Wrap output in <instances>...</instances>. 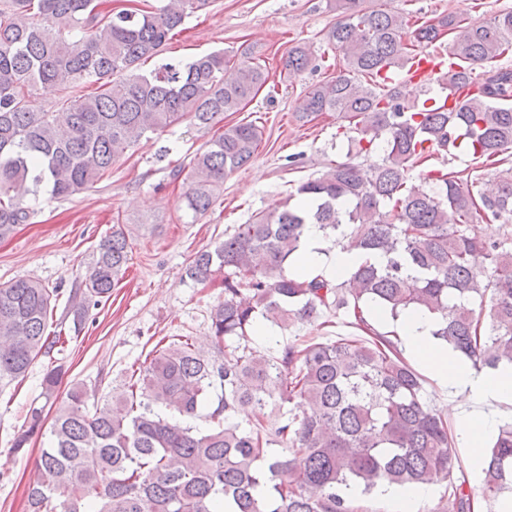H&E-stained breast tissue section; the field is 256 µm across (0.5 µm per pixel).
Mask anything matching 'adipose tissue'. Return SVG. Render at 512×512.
I'll list each match as a JSON object with an SVG mask.
<instances>
[{"instance_id":"ef3b65f1","label":"adipose tissue","mask_w":512,"mask_h":512,"mask_svg":"<svg viewBox=\"0 0 512 512\" xmlns=\"http://www.w3.org/2000/svg\"><path fill=\"white\" fill-rule=\"evenodd\" d=\"M358 263L359 257L353 252L326 253L321 231L311 224L304 232L293 268L312 277L334 280L346 276ZM398 325L408 350L420 357L438 384L448 390L459 410V437L470 460L480 461L499 424L496 404L512 403V365H501L489 375L477 373L435 338L433 319L419 311H405L399 316Z\"/></svg>"}]
</instances>
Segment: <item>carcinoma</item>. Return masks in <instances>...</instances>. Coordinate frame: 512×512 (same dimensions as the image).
<instances>
[{"label": "carcinoma", "mask_w": 512, "mask_h": 512, "mask_svg": "<svg viewBox=\"0 0 512 512\" xmlns=\"http://www.w3.org/2000/svg\"><path fill=\"white\" fill-rule=\"evenodd\" d=\"M160 2L153 11L136 4L103 11L100 0H0V240L34 218L28 192L45 185L51 199L79 195L110 175L142 136L187 117L203 129L221 126L187 174L193 218L208 213L224 178L254 158L261 130L251 122L226 127L224 113L243 110L269 72L221 51L138 72L208 4ZM327 4L336 22L326 40L342 52L343 65L308 89L297 117L338 113L353 127L358 152L378 150L379 160L331 165L194 255L185 267L193 282L224 271V302L210 315L223 358L205 360L189 340L173 341L154 347L100 406H89L86 387L74 385L29 482V512H353L343 489L370 493L381 483H445L448 500L435 512H474V492L455 477L448 413L424 401L422 378L364 308L393 320L421 309L438 325L434 336L476 370L512 364V167L495 174L490 192L474 175L478 165L512 155V70L494 66L512 50V10L414 24L399 11L368 9L364 0ZM446 35L456 67L437 82L463 91L455 109L432 97L406 103L377 82L405 68L414 45ZM311 60L310 47L297 42L282 71L297 76ZM87 83L97 91L76 97L67 112L27 104L34 91L73 93ZM460 148L472 155V168L431 171L429 191L407 185L415 164ZM488 222L505 226L500 238L480 234L479 224ZM309 224L364 257L349 279L285 271ZM129 252L120 227L101 241L70 294L75 326L112 296ZM53 296L30 278L0 284V384L50 353ZM331 312L353 317L365 338L288 343L275 355L226 344L246 339L259 317L286 328ZM287 403L292 409L281 413V424L268 428L265 407ZM198 417L205 428L185 423ZM45 419L44 408H29L15 450ZM482 472V497L512 495V422L498 427Z\"/></svg>", "instance_id": "carcinoma-1"}]
</instances>
